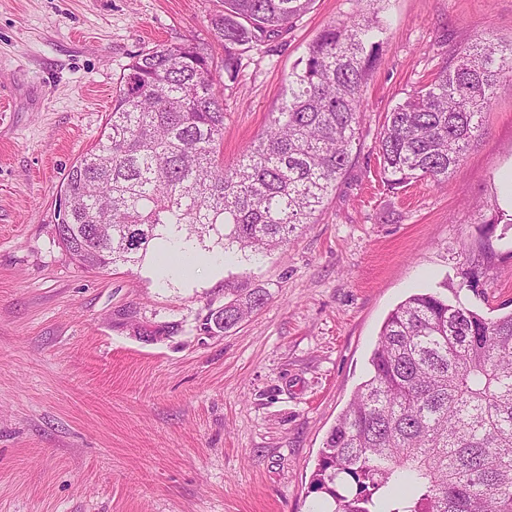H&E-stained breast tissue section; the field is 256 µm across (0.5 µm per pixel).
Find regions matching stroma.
Segmentation results:
<instances>
[{
    "mask_svg": "<svg viewBox=\"0 0 512 512\" xmlns=\"http://www.w3.org/2000/svg\"><path fill=\"white\" fill-rule=\"evenodd\" d=\"M387 30L361 150L314 223L270 252L161 278L81 267L55 233L63 177L100 138L136 54L193 39L215 59L222 0H0V512H311L328 431L367 375L384 320L462 269L461 300L512 311V80L447 184L380 176L386 112L475 39H512V0H375ZM355 0H315L224 82L225 165L267 127L307 43ZM271 297L228 331L209 311Z\"/></svg>",
    "mask_w": 512,
    "mask_h": 512,
    "instance_id": "1",
    "label": "stroma"
}]
</instances>
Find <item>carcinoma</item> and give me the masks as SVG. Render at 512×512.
<instances>
[{"label": "carcinoma", "mask_w": 512, "mask_h": 512, "mask_svg": "<svg viewBox=\"0 0 512 512\" xmlns=\"http://www.w3.org/2000/svg\"><path fill=\"white\" fill-rule=\"evenodd\" d=\"M314 0H223L224 73L238 47L278 36ZM360 7L308 43L264 133L224 167V87L208 48L187 40L134 56L99 141L67 171L56 234L84 268L136 263L171 227L224 248L288 242L360 147L364 88L383 43ZM512 77V42L483 36L386 112L382 182L394 191L458 172L482 113ZM269 300L256 288L210 314L228 331ZM327 512H512V311L487 318L437 291L387 316L363 381L312 474Z\"/></svg>", "instance_id": "1"}]
</instances>
